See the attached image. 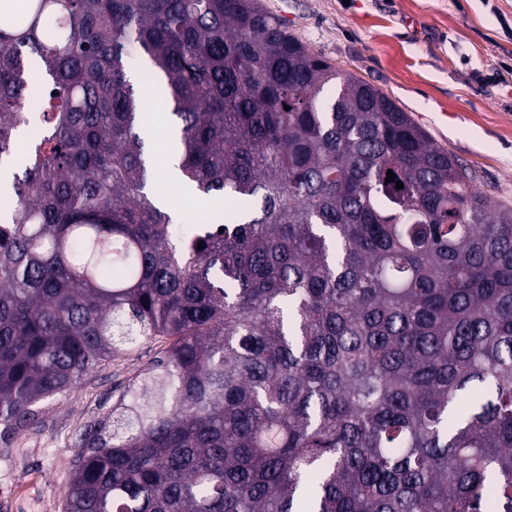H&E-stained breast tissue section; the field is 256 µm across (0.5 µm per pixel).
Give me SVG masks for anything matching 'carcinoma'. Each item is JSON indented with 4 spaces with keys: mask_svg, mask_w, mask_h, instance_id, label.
Listing matches in <instances>:
<instances>
[{
    "mask_svg": "<svg viewBox=\"0 0 512 512\" xmlns=\"http://www.w3.org/2000/svg\"><path fill=\"white\" fill-rule=\"evenodd\" d=\"M131 45L177 177L234 205L190 236L148 191ZM12 161L0 428L171 340L64 512H512V207L259 0H0Z\"/></svg>",
    "mask_w": 512,
    "mask_h": 512,
    "instance_id": "1",
    "label": "carcinoma"
}]
</instances>
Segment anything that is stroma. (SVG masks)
<instances>
[{
	"mask_svg": "<svg viewBox=\"0 0 512 512\" xmlns=\"http://www.w3.org/2000/svg\"><path fill=\"white\" fill-rule=\"evenodd\" d=\"M261 2L314 53L388 94L475 171L479 193L512 206V0ZM172 123L160 98L142 111L152 183L168 212L184 219L205 202L165 178ZM168 345L163 338L104 361L44 405L33 428L9 433L0 442V503L13 512H63L67 472L85 438Z\"/></svg>",
	"mask_w": 512,
	"mask_h": 512,
	"instance_id": "obj_1",
	"label": "stroma"
}]
</instances>
